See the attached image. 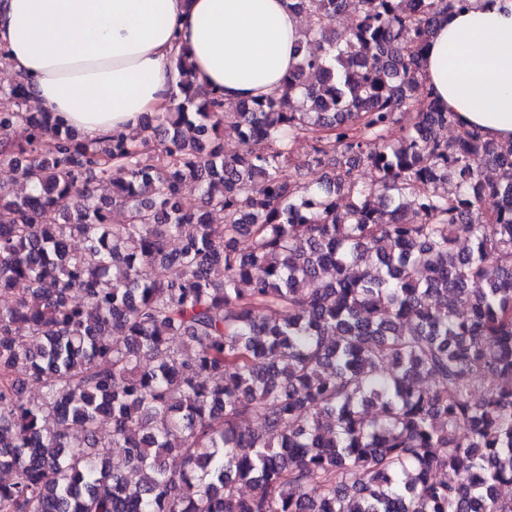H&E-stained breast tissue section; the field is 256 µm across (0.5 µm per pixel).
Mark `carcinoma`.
Listing matches in <instances>:
<instances>
[{"instance_id": "1", "label": "carcinoma", "mask_w": 512, "mask_h": 512, "mask_svg": "<svg viewBox=\"0 0 512 512\" xmlns=\"http://www.w3.org/2000/svg\"><path fill=\"white\" fill-rule=\"evenodd\" d=\"M470 3L290 0L310 25L280 94L227 103L181 52L172 107L117 140L24 110L22 82L4 95L0 512H512V386L474 397L512 379V143L420 71ZM301 134L329 170L315 185L283 174Z\"/></svg>"}]
</instances>
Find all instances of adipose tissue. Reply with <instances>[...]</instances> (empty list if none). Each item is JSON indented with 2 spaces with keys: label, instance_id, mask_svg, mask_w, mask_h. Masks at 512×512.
<instances>
[{
  "label": "adipose tissue",
  "instance_id": "1",
  "mask_svg": "<svg viewBox=\"0 0 512 512\" xmlns=\"http://www.w3.org/2000/svg\"><path fill=\"white\" fill-rule=\"evenodd\" d=\"M303 27L288 0H0V51L41 108L88 138L132 133L172 99L171 59L225 102L278 92ZM460 121L512 140V0L449 13L422 64Z\"/></svg>",
  "mask_w": 512,
  "mask_h": 512
}]
</instances>
